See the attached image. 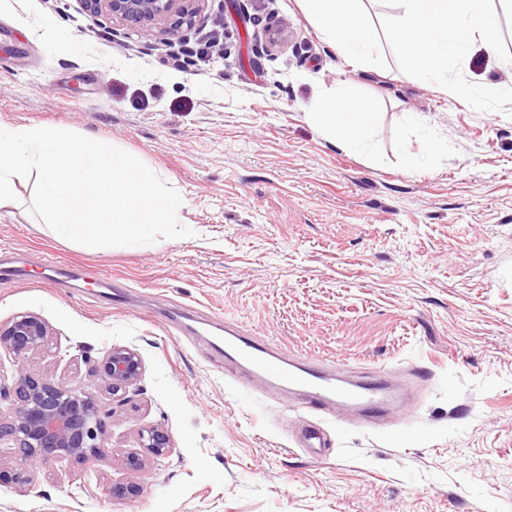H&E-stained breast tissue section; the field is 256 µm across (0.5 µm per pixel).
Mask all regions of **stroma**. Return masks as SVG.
Here are the masks:
<instances>
[{"label": "stroma", "mask_w": 512, "mask_h": 512, "mask_svg": "<svg viewBox=\"0 0 512 512\" xmlns=\"http://www.w3.org/2000/svg\"><path fill=\"white\" fill-rule=\"evenodd\" d=\"M488 5L498 52L473 45L448 75L501 94L463 107L401 70L388 0H368L380 39L359 70L299 0H202L170 38L79 0H0V126L131 153L186 198L191 231L88 248L31 214L29 181L0 210V261L26 270L0 280V323L32 312L53 329L30 363L107 406L84 356L126 347L142 362L138 394L106 421L111 460L43 464L22 487L0 447V512H512V7ZM343 85L373 112L367 147L332 144L305 119ZM46 257L71 277L44 279ZM102 274L126 306L102 299ZM214 315L404 381L419 371L418 403L373 430L286 402L211 352ZM310 424L327 439L317 454L296 444ZM150 426L170 454L139 496H113Z\"/></svg>", "instance_id": "35a3bbf8"}]
</instances>
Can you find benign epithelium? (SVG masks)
<instances>
[{
    "label": "benign epithelium",
    "mask_w": 512,
    "mask_h": 512,
    "mask_svg": "<svg viewBox=\"0 0 512 512\" xmlns=\"http://www.w3.org/2000/svg\"><path fill=\"white\" fill-rule=\"evenodd\" d=\"M91 14H106L144 36L160 29L174 33L195 24L198 0H79ZM51 336L46 320L34 313H23L0 324V349L15 357L11 382L0 380V402L9 403L0 411V445L18 453L15 482L26 486L32 473L48 461L57 463L97 462L109 456L104 418L115 414V407L131 401L141 378L142 363L132 350L111 348L92 365L111 395L113 407L103 409L79 381L55 380L28 363L29 355L42 349ZM140 453L132 451L122 461L125 477L112 486L119 497L139 494L150 461L165 458L171 451L169 435L150 427L139 432Z\"/></svg>",
    "instance_id": "7a95c632"
}]
</instances>
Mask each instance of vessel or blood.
Wrapping results in <instances>:
<instances>
[{
  "instance_id": "obj_1",
  "label": "vessel or blood",
  "mask_w": 512,
  "mask_h": 512,
  "mask_svg": "<svg viewBox=\"0 0 512 512\" xmlns=\"http://www.w3.org/2000/svg\"><path fill=\"white\" fill-rule=\"evenodd\" d=\"M224 357L247 366L253 377L282 393L297 392L309 409L321 410L333 403L356 407L373 423L396 409L410 407L409 401L397 398L393 378L381 370L359 372L345 362L329 365L318 357L238 332L225 341Z\"/></svg>"
}]
</instances>
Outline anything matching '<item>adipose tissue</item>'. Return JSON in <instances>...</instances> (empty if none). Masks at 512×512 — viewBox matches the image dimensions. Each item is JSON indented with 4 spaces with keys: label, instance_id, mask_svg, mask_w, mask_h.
I'll return each mask as SVG.
<instances>
[{
    "label": "adipose tissue",
    "instance_id": "1",
    "mask_svg": "<svg viewBox=\"0 0 512 512\" xmlns=\"http://www.w3.org/2000/svg\"><path fill=\"white\" fill-rule=\"evenodd\" d=\"M308 14L342 57L354 66L373 56L376 35L361 0H304ZM400 14L389 38L404 68L424 74L444 88L450 99L471 104L497 95L493 84H449V61L464 57L474 44L491 52L499 43L498 19L488 0H395ZM308 121L332 141L363 146L370 134L371 114L351 93L326 95Z\"/></svg>",
    "mask_w": 512,
    "mask_h": 512
}]
</instances>
